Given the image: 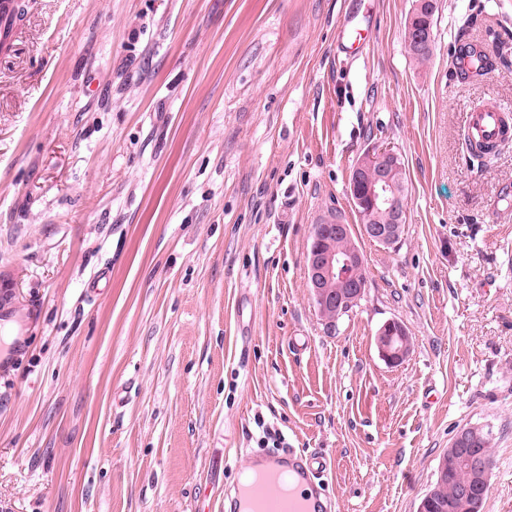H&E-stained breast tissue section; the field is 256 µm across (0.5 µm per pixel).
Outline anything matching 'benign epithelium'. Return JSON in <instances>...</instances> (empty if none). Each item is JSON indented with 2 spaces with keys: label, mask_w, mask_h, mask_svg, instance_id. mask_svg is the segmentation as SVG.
I'll return each instance as SVG.
<instances>
[{
  "label": "benign epithelium",
  "mask_w": 512,
  "mask_h": 512,
  "mask_svg": "<svg viewBox=\"0 0 512 512\" xmlns=\"http://www.w3.org/2000/svg\"><path fill=\"white\" fill-rule=\"evenodd\" d=\"M435 9V0H419L417 10L410 14L406 29L417 34V41L429 45L435 41L432 24L426 14ZM404 165L391 148L365 152L355 162L349 194L360 219L361 236L382 246L396 245L403 232ZM349 241L343 251L333 248L328 235ZM364 253L354 242L351 225L342 217L314 227L307 253V287L319 312L339 311L359 302L366 291ZM378 354L391 366L400 365L411 353L413 340L406 325L398 319L386 321L376 333ZM494 463V448L489 435L478 426L461 429L438 463L437 478L420 501L417 512L432 508L439 488L448 475L460 470L476 474V481L460 485L459 499L470 512H484L486 487Z\"/></svg>",
  "instance_id": "benign-epithelium-1"
}]
</instances>
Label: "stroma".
I'll return each mask as SVG.
<instances>
[{
	"label": "stroma",
	"mask_w": 512,
	"mask_h": 512,
	"mask_svg": "<svg viewBox=\"0 0 512 512\" xmlns=\"http://www.w3.org/2000/svg\"><path fill=\"white\" fill-rule=\"evenodd\" d=\"M0 54V268L28 316L0 369V512H226L269 432L322 452L335 512H416L460 428L492 433L486 512H512V0H22ZM474 46L493 67L461 77ZM405 163L398 245L336 325L307 288L317 221L358 226L351 168ZM413 349L391 368L389 319ZM435 0H421L417 3V10L410 14L405 30V48L408 55L418 64H423L430 60L433 50L435 33L432 24L429 23L425 14L431 13L435 9ZM407 31H414L417 34V41L423 47H418L413 39V35L410 36V41L407 39ZM433 43V44H431ZM430 44V45H429ZM364 9L352 12L350 15L345 16L341 25V30L338 38L337 49L339 53L344 54L346 57H355L359 45L368 37L373 28L372 14L370 8L362 2H357ZM362 14V26L358 29H352V22ZM506 115H511L510 110L495 103L470 112L464 133L474 143L495 145L505 137L509 139L512 136V119L511 123L506 124ZM375 343L379 356L391 367L400 365L413 348V340L406 325L398 319H390L380 327Z\"/></svg>",
	"instance_id": "stroma-1"
}]
</instances>
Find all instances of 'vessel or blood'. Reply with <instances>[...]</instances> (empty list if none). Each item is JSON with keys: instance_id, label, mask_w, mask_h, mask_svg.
I'll return each instance as SVG.
<instances>
[{"instance_id": "obj_1", "label": "vessel or blood", "mask_w": 512, "mask_h": 512, "mask_svg": "<svg viewBox=\"0 0 512 512\" xmlns=\"http://www.w3.org/2000/svg\"><path fill=\"white\" fill-rule=\"evenodd\" d=\"M15 0H0V51H8L16 26ZM352 16H345L337 49L348 57L356 56L359 45L373 28L370 11H363L362 25L353 28ZM507 110L492 105L469 113L464 132L471 141L494 145L512 136ZM333 461L323 456H268L254 467V475L238 488L233 512H330L321 499L317 482L321 473L334 469Z\"/></svg>"}]
</instances>
